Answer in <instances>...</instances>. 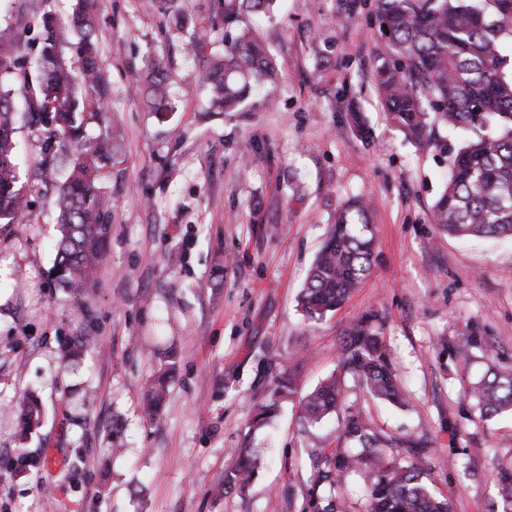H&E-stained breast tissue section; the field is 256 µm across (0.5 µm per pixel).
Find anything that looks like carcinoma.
<instances>
[{"label": "carcinoma", "mask_w": 512, "mask_h": 512, "mask_svg": "<svg viewBox=\"0 0 512 512\" xmlns=\"http://www.w3.org/2000/svg\"><path fill=\"white\" fill-rule=\"evenodd\" d=\"M273 0H211V10L224 28V55L214 58L201 78L211 90L215 112H240L259 90L273 81L277 65L243 18L264 15ZM381 35L373 81L393 123L423 150L448 154V183L430 212V224L448 236L512 237V0H371ZM98 0H78L69 27L50 13L40 17L39 97L29 115L45 133L46 147L38 177L54 185L56 172L70 168L58 186L59 236L56 279L69 288L91 284L102 261L111 225L107 201L97 192L99 163L113 157L117 142L104 135L87 136V127L106 124V85L95 38ZM79 35L81 80L67 64L62 44L67 30ZM19 33L0 29V72L17 74L18 62L5 49H21ZM151 111H168L165 67L147 60L139 70ZM14 106L0 92V224L30 221L24 186L19 184L14 135ZM440 125L463 128L472 138L458 148L435 136ZM373 251L369 205L348 200L339 210L312 264L299 304L311 318L336 309L371 269ZM92 348L88 336L65 342L69 359L78 360ZM338 362L368 392L390 403L403 404L384 338L369 318L348 329ZM176 362L167 363L151 384L144 415L157 416L169 394ZM297 370L278 378L273 396L293 392ZM341 390L331 377L310 392L303 405L307 421L317 423L333 412ZM472 396L487 417L512 414V368H494L479 381ZM38 399L30 395L19 415L26 437L40 420ZM340 442L329 455L317 454L307 488V512H345V499L323 500L325 488L340 487L351 471L365 469L372 482L364 494V512H451L437 496L430 469L422 464L426 448L407 449L401 463L384 451L385 439L353 409L345 417ZM224 471V488L245 489L259 473L261 458L251 448L232 453Z\"/></svg>", "instance_id": "1"}]
</instances>
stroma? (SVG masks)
I'll return each mask as SVG.
<instances>
[{"label": "stroma", "instance_id": "1", "mask_svg": "<svg viewBox=\"0 0 512 512\" xmlns=\"http://www.w3.org/2000/svg\"><path fill=\"white\" fill-rule=\"evenodd\" d=\"M75 0H0V27L70 18ZM352 0H275L258 34L278 79L244 112H213L199 81L224 52L210 0H175L195 27H176L156 0H101L97 39L119 147L96 183L111 237L94 286L54 280L55 189L34 170L43 141L23 79L10 83L27 224H0V512H301L313 462L331 453L342 416L316 424L302 399L340 374L342 405L393 441L424 438L434 484L453 512H502L497 472L512 468V416H481L470 388L512 367V238L436 237L430 207L448 175L438 151L394 126L372 83L375 16ZM166 68L172 110L149 112L134 72ZM372 205L369 275L336 311L308 318L297 298L339 207ZM368 315L381 329L408 404L377 399L337 353ZM98 349L67 366L64 342ZM175 356L161 414L143 419L148 380ZM299 386L268 425L252 420L295 357ZM42 417L16 457L18 410ZM262 450L246 490L217 495L227 454Z\"/></svg>", "mask_w": 512, "mask_h": 512}]
</instances>
